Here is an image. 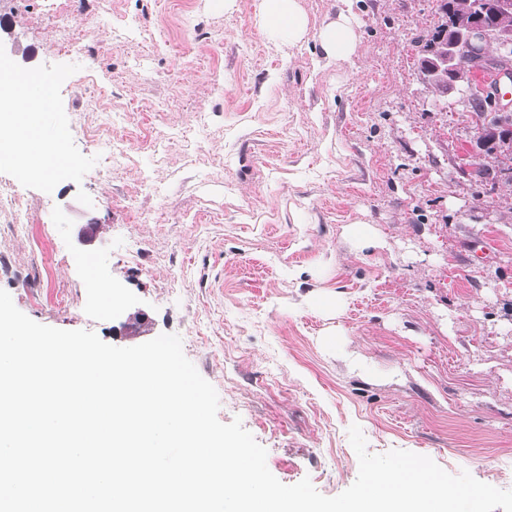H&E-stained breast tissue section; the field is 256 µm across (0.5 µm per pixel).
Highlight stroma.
<instances>
[{
	"mask_svg": "<svg viewBox=\"0 0 512 512\" xmlns=\"http://www.w3.org/2000/svg\"><path fill=\"white\" fill-rule=\"evenodd\" d=\"M298 3L287 43L263 0H0V59L47 77L38 136L73 160L0 161L30 217L0 223V289L114 346L179 335L283 484L350 487L356 425L512 489V182L471 180L466 89L420 79L439 0ZM318 39L325 57L336 59V62L347 60L354 53L355 35L343 17L325 25Z\"/></svg>",
	"mask_w": 512,
	"mask_h": 512,
	"instance_id": "1",
	"label": "stroma"
}]
</instances>
